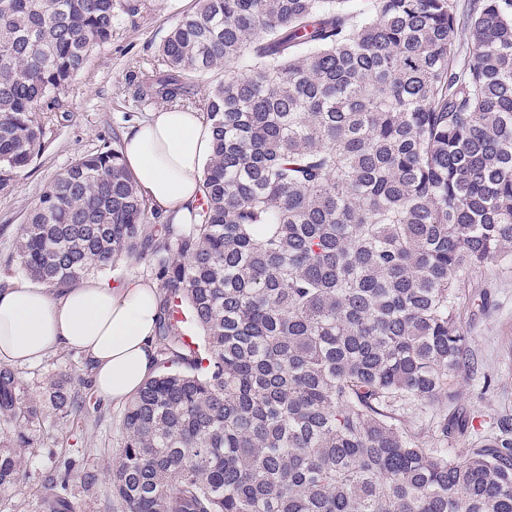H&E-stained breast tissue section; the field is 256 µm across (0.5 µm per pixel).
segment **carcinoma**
Listing matches in <instances>:
<instances>
[{
    "mask_svg": "<svg viewBox=\"0 0 512 512\" xmlns=\"http://www.w3.org/2000/svg\"><path fill=\"white\" fill-rule=\"evenodd\" d=\"M136 0H0V190L44 148L40 114ZM140 95L203 112L191 224H164L117 146L77 157L20 228L51 288L156 259L159 364L108 459L125 512H512V430L448 422L470 349L461 276L512 260V0H202ZM39 397L0 366V491ZM465 439L460 452L416 432ZM43 512H74L50 477Z\"/></svg>",
    "mask_w": 512,
    "mask_h": 512,
    "instance_id": "carcinoma-1",
    "label": "carcinoma"
}]
</instances>
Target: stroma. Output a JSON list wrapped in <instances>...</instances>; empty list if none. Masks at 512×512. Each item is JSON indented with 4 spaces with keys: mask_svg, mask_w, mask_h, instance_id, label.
<instances>
[{
    "mask_svg": "<svg viewBox=\"0 0 512 512\" xmlns=\"http://www.w3.org/2000/svg\"><path fill=\"white\" fill-rule=\"evenodd\" d=\"M137 2V14L117 22L111 40L91 55L62 93L59 110L42 115V153L9 189L0 191V288L24 278L10 257L29 210L50 181L77 156L111 144L113 137L123 136L160 108L137 95L138 83L143 74L161 70V43L184 14L198 9L199 0ZM460 314L473 365L453 385V409L476 430L490 432L512 417L511 261H491L463 275ZM17 373L30 393L38 392L49 377H69L86 397L88 416L72 421L50 411L32 428L38 444L27 453L17 484L0 493V512H35L44 479L67 457L74 459L76 470L98 475L91 490L72 486L76 512H123L104 465L122 445L124 407L94 394L85 355L61 350Z\"/></svg>",
    "mask_w": 512,
    "mask_h": 512,
    "instance_id": "stroma-1",
    "label": "stroma"
}]
</instances>
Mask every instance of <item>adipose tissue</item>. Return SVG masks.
Instances as JSON below:
<instances>
[{"mask_svg":"<svg viewBox=\"0 0 512 512\" xmlns=\"http://www.w3.org/2000/svg\"><path fill=\"white\" fill-rule=\"evenodd\" d=\"M213 132L199 113L167 108L123 136V161L162 218L191 221ZM160 297L153 284L80 278L47 292L26 282L0 288V362L25 366L62 350L85 355L93 391L120 403L156 373Z\"/></svg>","mask_w":512,"mask_h":512,"instance_id":"ef3b65f1","label":"adipose tissue"}]
</instances>
